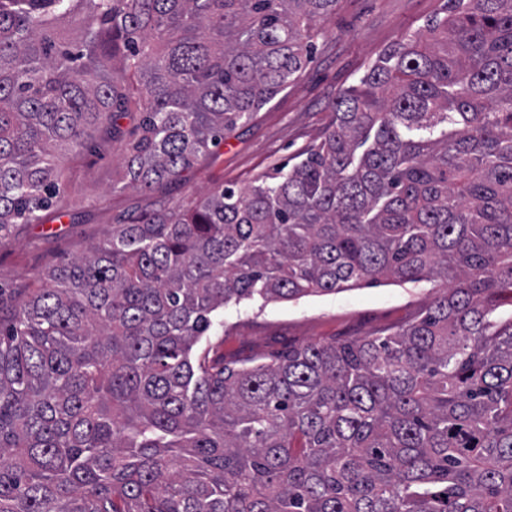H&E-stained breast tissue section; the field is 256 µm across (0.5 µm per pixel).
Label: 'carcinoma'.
Masks as SVG:
<instances>
[{
  "instance_id": "cac0c4a2",
  "label": "carcinoma",
  "mask_w": 512,
  "mask_h": 512,
  "mask_svg": "<svg viewBox=\"0 0 512 512\" xmlns=\"http://www.w3.org/2000/svg\"><path fill=\"white\" fill-rule=\"evenodd\" d=\"M338 0H0V243L142 113L184 177ZM440 279L424 313L233 367L229 305ZM0 512H512V0H447L287 172L159 199L0 321Z\"/></svg>"
}]
</instances>
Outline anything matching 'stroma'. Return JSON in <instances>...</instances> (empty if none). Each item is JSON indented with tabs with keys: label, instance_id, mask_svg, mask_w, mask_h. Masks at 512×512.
I'll use <instances>...</instances> for the list:
<instances>
[{
	"label": "stroma",
	"instance_id": "1",
	"mask_svg": "<svg viewBox=\"0 0 512 512\" xmlns=\"http://www.w3.org/2000/svg\"><path fill=\"white\" fill-rule=\"evenodd\" d=\"M445 0H338L320 24L313 60L288 88L254 117L228 133L199 159L185 180L154 190L126 185V145L139 134L138 119L120 122L123 138L96 142L88 152L60 162L64 216L20 224L0 243V317L37 286L40 275L101 240L113 225L127 224L163 197L189 205L227 184L247 187L261 176L291 168L307 146L319 143L338 94L406 31L439 13ZM443 282L379 283L293 302L224 309L225 359L271 357L288 346L368 336L403 323L442 293Z\"/></svg>",
	"mask_w": 512,
	"mask_h": 512
}]
</instances>
